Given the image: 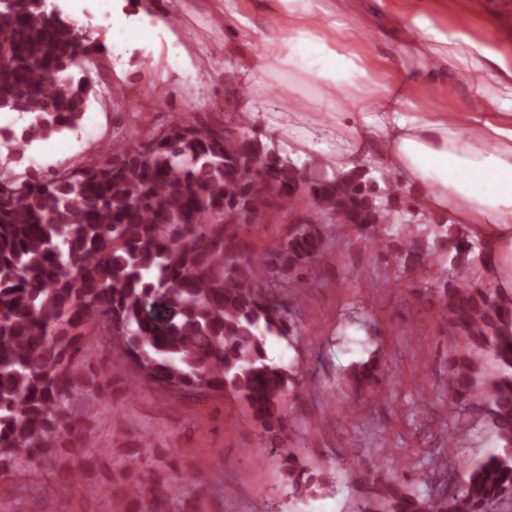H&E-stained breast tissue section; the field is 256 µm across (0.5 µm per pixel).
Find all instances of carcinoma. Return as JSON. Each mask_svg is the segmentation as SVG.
Listing matches in <instances>:
<instances>
[{"label": "carcinoma", "mask_w": 512, "mask_h": 512, "mask_svg": "<svg viewBox=\"0 0 512 512\" xmlns=\"http://www.w3.org/2000/svg\"><path fill=\"white\" fill-rule=\"evenodd\" d=\"M104 53L59 6L0 0V112L23 119L0 127V475L21 462L36 473L58 453L82 460L91 436L77 391H111L129 370L177 395L233 393L276 440L295 385L266 353L267 337L296 330L280 292L304 295L327 241L355 226L400 271L435 269L448 329L466 345L449 367L448 406L481 396L498 441L465 465L460 488L423 497L391 486L363 512H490L512 500V290L467 278L491 263L483 241L460 224L429 223L393 174H309L234 120L215 129L177 118L146 143L115 139L79 166L6 175L32 143L79 130ZM300 188L309 218L253 252L243 228ZM92 329L111 341L112 360L78 358ZM378 374L371 358L347 380L370 389ZM139 442L124 449L126 470L141 474L127 484L129 510L165 512L172 485L143 464L148 438ZM282 452L299 493L303 472Z\"/></svg>", "instance_id": "1"}]
</instances>
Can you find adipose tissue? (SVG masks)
<instances>
[{
	"instance_id": "adipose-tissue-1",
	"label": "adipose tissue",
	"mask_w": 512,
	"mask_h": 512,
	"mask_svg": "<svg viewBox=\"0 0 512 512\" xmlns=\"http://www.w3.org/2000/svg\"><path fill=\"white\" fill-rule=\"evenodd\" d=\"M314 0H224V28L233 41L254 34V15L272 18L259 63L241 68L243 85L291 69L321 86L316 104L295 89L282 93V110L304 150L322 153L348 171L369 156L404 186L415 189L423 213L450 214L481 230L493 255L492 282L512 288V67L502 56L458 31H442L424 14L412 17L404 52L426 82L459 63L484 97L477 112H430L403 104L387 62L364 65L346 51L356 32L341 24L313 28ZM325 113L334 122L322 121Z\"/></svg>"
}]
</instances>
